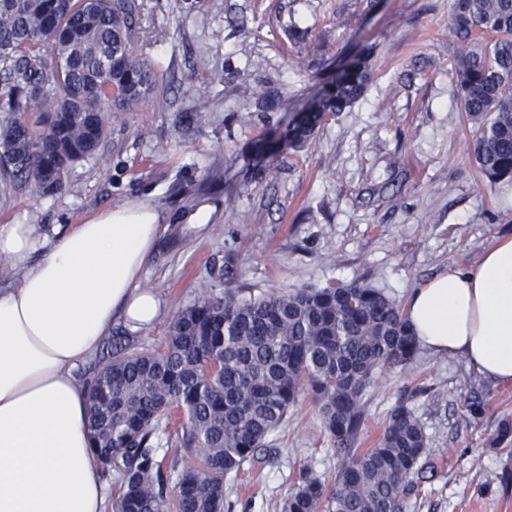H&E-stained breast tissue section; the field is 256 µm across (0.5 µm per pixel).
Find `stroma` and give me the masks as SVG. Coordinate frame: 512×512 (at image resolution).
I'll return each instance as SVG.
<instances>
[{
  "mask_svg": "<svg viewBox=\"0 0 512 512\" xmlns=\"http://www.w3.org/2000/svg\"><path fill=\"white\" fill-rule=\"evenodd\" d=\"M134 52L158 74L141 109L111 110L99 150L74 163L65 192L0 193V224H79L132 202L165 231L143 271L160 319L113 335L161 348L170 317L232 260L242 296L367 281L403 301L448 264L470 267L512 233V195L487 191L452 83L461 46L453 0H131ZM363 60L364 95L313 139L283 144L341 68ZM275 95L256 108L253 89ZM208 118L197 122L199 91ZM205 229L184 224L201 205ZM358 448L375 447L406 404L429 440L428 468L405 512H512V386L457 357L421 352L379 369ZM271 458L224 482V512H280L303 469L332 482L340 460L309 401L268 438Z\"/></svg>",
  "mask_w": 512,
  "mask_h": 512,
  "instance_id": "35a3bbf8",
  "label": "stroma"
}]
</instances>
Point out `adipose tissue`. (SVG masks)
I'll return each mask as SVG.
<instances>
[{
  "label": "adipose tissue",
  "instance_id": "1",
  "mask_svg": "<svg viewBox=\"0 0 512 512\" xmlns=\"http://www.w3.org/2000/svg\"><path fill=\"white\" fill-rule=\"evenodd\" d=\"M161 231L159 212L139 202L63 228L0 225V261L17 279L0 287V512H106L76 370L114 318H159L140 278ZM405 312L422 347L512 385V235L413 288Z\"/></svg>",
  "mask_w": 512,
  "mask_h": 512
}]
</instances>
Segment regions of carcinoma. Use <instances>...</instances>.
<instances>
[{"label":"carcinoma","mask_w":512,"mask_h":512,"mask_svg":"<svg viewBox=\"0 0 512 512\" xmlns=\"http://www.w3.org/2000/svg\"><path fill=\"white\" fill-rule=\"evenodd\" d=\"M129 0H0V174L31 195L66 188L93 155L107 110L146 103L157 75L134 54ZM464 45L453 77L474 133L483 186L512 182V0H453ZM491 34L486 43L480 36ZM366 66L337 79L321 107L294 124L311 140L326 114L366 89ZM84 382L92 447L119 494L112 512H224V478L257 461L267 436L306 395L340 458L332 488L312 475L281 512H405L425 469L428 437L395 407L373 448L355 447L375 370L405 366L420 348L404 307L365 282L245 298L210 287L170 318L160 350L130 336L106 341ZM181 453L169 456L173 447Z\"/></svg>","instance_id":"cac0c4a2"}]
</instances>
